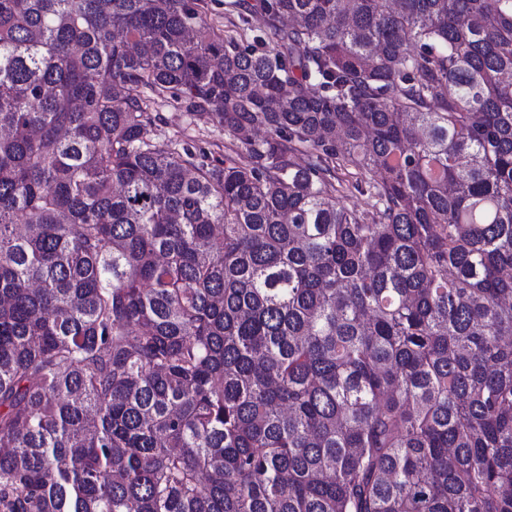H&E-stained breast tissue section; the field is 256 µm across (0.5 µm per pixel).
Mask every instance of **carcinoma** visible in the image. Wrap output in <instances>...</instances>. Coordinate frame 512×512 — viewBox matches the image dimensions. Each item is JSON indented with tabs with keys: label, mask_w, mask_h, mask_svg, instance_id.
<instances>
[{
	"label": "carcinoma",
	"mask_w": 512,
	"mask_h": 512,
	"mask_svg": "<svg viewBox=\"0 0 512 512\" xmlns=\"http://www.w3.org/2000/svg\"><path fill=\"white\" fill-rule=\"evenodd\" d=\"M224 11L0 0V512H512V0ZM158 114L155 130L161 139H174L197 150H205L210 157L224 160V130L216 127L208 118L187 114L179 101L166 96L158 99L151 111Z\"/></svg>",
	"instance_id": "carcinoma-1"
}]
</instances>
